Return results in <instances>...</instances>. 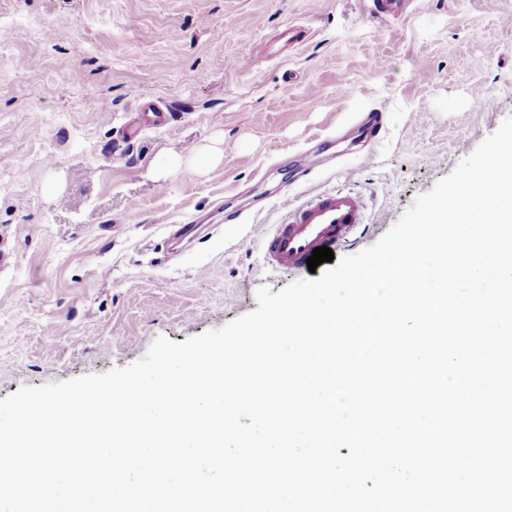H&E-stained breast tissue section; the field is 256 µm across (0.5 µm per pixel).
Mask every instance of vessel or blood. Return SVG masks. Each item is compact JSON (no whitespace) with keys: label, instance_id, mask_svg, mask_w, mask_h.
Listing matches in <instances>:
<instances>
[{"label":"vessel or blood","instance_id":"b4317fda","mask_svg":"<svg viewBox=\"0 0 512 512\" xmlns=\"http://www.w3.org/2000/svg\"><path fill=\"white\" fill-rule=\"evenodd\" d=\"M408 0H371L369 14L377 20L403 15ZM364 222V204L353 192H330L310 187L300 203H288L284 222L255 224L251 233L261 244L268 264L300 270L314 249L337 248L350 242Z\"/></svg>","mask_w":512,"mask_h":512}]
</instances>
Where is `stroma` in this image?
I'll use <instances>...</instances> for the list:
<instances>
[{"label": "stroma", "instance_id": "35a3bbf8", "mask_svg": "<svg viewBox=\"0 0 512 512\" xmlns=\"http://www.w3.org/2000/svg\"><path fill=\"white\" fill-rule=\"evenodd\" d=\"M291 27L308 36L285 50ZM149 101L167 124L127 138ZM510 117L512 0H417L383 24L366 0H0V399L256 310L311 273L269 266L250 225L311 185L355 190L365 224L337 255L357 254ZM304 150L307 180L287 162ZM180 224L201 230L171 257Z\"/></svg>", "mask_w": 512, "mask_h": 512}]
</instances>
